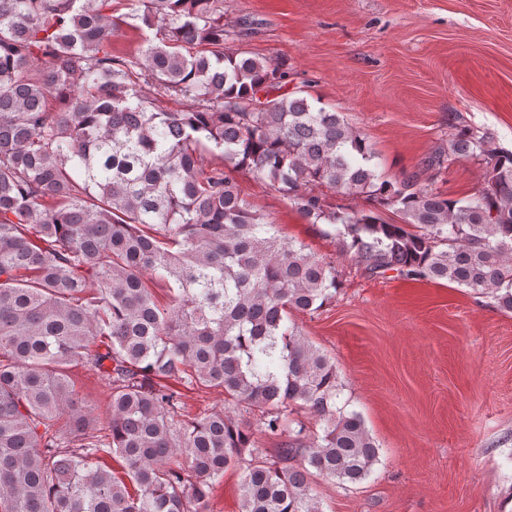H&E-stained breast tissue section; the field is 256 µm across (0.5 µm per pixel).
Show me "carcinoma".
I'll return each mask as SVG.
<instances>
[{"instance_id":"cac0c4a2","label":"carcinoma","mask_w":512,"mask_h":512,"mask_svg":"<svg viewBox=\"0 0 512 512\" xmlns=\"http://www.w3.org/2000/svg\"><path fill=\"white\" fill-rule=\"evenodd\" d=\"M112 2L0 0V512H206L229 469L239 512H324L311 478L356 485L380 456L336 359L291 320L336 297V268L283 238L224 168L327 225L368 277L447 282L512 313V152L455 123L421 168L481 160L479 193L388 179L341 113L226 48L242 30L224 0H139L152 34L128 57L112 55ZM325 188L369 208L336 210ZM78 367L112 382L105 436L75 398ZM168 378L221 390L224 409L180 419Z\"/></svg>"}]
</instances>
